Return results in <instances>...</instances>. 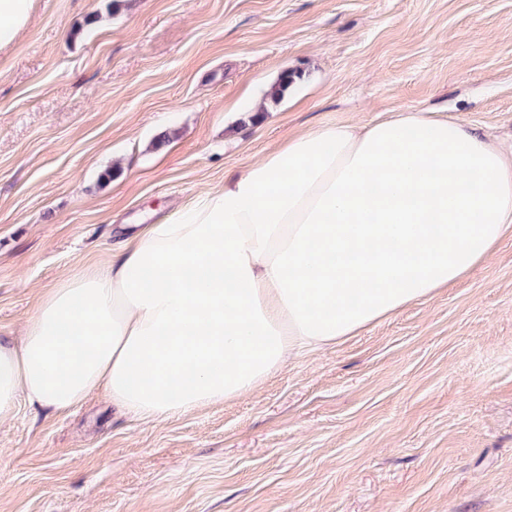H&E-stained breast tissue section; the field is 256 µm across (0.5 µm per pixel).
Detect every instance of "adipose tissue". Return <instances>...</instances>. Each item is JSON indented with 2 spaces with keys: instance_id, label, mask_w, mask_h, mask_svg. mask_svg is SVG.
Instances as JSON below:
<instances>
[{
  "instance_id": "adipose-tissue-1",
  "label": "adipose tissue",
  "mask_w": 512,
  "mask_h": 512,
  "mask_svg": "<svg viewBox=\"0 0 512 512\" xmlns=\"http://www.w3.org/2000/svg\"><path fill=\"white\" fill-rule=\"evenodd\" d=\"M33 0H0V50ZM512 234V153L418 112L289 138L43 291L0 341V426L104 392L163 420L235 400L485 263Z\"/></svg>"
}]
</instances>
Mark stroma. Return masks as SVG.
Listing matches in <instances>:
<instances>
[{
	"mask_svg": "<svg viewBox=\"0 0 512 512\" xmlns=\"http://www.w3.org/2000/svg\"><path fill=\"white\" fill-rule=\"evenodd\" d=\"M287 69L306 77L271 103ZM406 111L512 143V0H34L0 51V337L288 137ZM0 512H512V236L224 405L152 423L100 393L20 405Z\"/></svg>",
	"mask_w": 512,
	"mask_h": 512,
	"instance_id": "35a3bbf8",
	"label": "stroma"
}]
</instances>
